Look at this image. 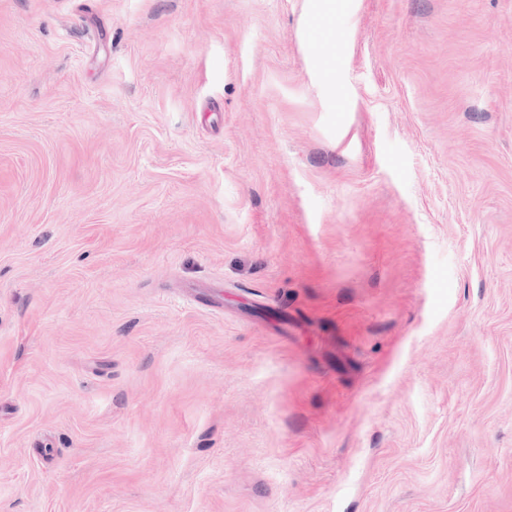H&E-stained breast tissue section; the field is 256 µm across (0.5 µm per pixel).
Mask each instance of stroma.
<instances>
[{
  "label": "stroma",
  "instance_id": "35a3bbf8",
  "mask_svg": "<svg viewBox=\"0 0 512 512\" xmlns=\"http://www.w3.org/2000/svg\"><path fill=\"white\" fill-rule=\"evenodd\" d=\"M0 0V512H512V0Z\"/></svg>",
  "mask_w": 512,
  "mask_h": 512
}]
</instances>
